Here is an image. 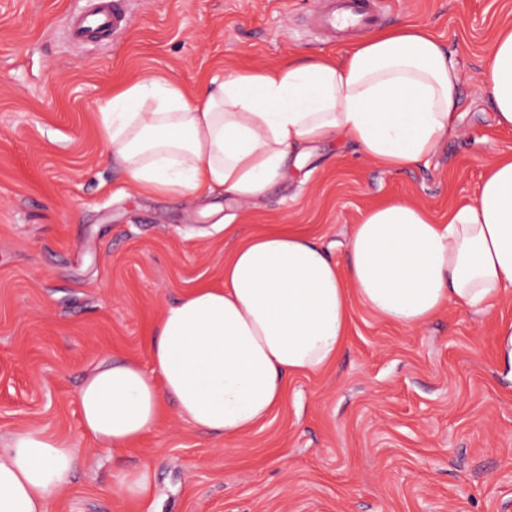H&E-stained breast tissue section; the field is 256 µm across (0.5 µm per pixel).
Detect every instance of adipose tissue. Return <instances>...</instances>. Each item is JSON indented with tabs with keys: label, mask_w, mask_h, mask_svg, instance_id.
<instances>
[{
	"label": "adipose tissue",
	"mask_w": 512,
	"mask_h": 512,
	"mask_svg": "<svg viewBox=\"0 0 512 512\" xmlns=\"http://www.w3.org/2000/svg\"><path fill=\"white\" fill-rule=\"evenodd\" d=\"M480 80L495 123L512 127L511 27L489 45ZM461 85L455 55L428 30L402 25L344 58L232 72L192 97L173 80L131 82L100 106L99 130L135 190L255 199L315 143L346 138L386 169L417 165L455 131ZM510 287L512 156L489 164L478 199L450 209L447 223L408 201L367 209L342 266L307 235H251L225 260L223 287L165 307L149 366L113 360L89 371L82 432L117 452L151 432L170 403L191 426L238 440L282 404L289 378L335 361L350 296L413 329L451 304L487 311ZM80 461L79 449L42 429L15 431L0 447V512H49Z\"/></svg>",
	"instance_id": "obj_1"
}]
</instances>
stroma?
Segmentation results:
<instances>
[{
	"label": "stroma",
	"instance_id": "stroma-1",
	"mask_svg": "<svg viewBox=\"0 0 512 512\" xmlns=\"http://www.w3.org/2000/svg\"><path fill=\"white\" fill-rule=\"evenodd\" d=\"M104 43L67 32L83 0H0V440L38 427L84 454L50 512H512V368L497 358L512 295L484 313L448 306L409 330L350 300L334 364L290 378L281 408L237 441L181 421L112 455L81 434L77 399L104 360L148 364L163 308L224 281L239 236L290 228L344 263L352 229L405 200L435 220L475 202L487 164L512 154L477 74L512 0H381V29L426 27L463 76L459 126L436 155L390 171L346 139L256 199L124 190L104 156L98 103L137 78L195 93L236 70L342 57L360 32L317 25L326 0H123ZM148 467L139 498L119 470Z\"/></svg>",
	"mask_w": 512,
	"mask_h": 512
}]
</instances>
